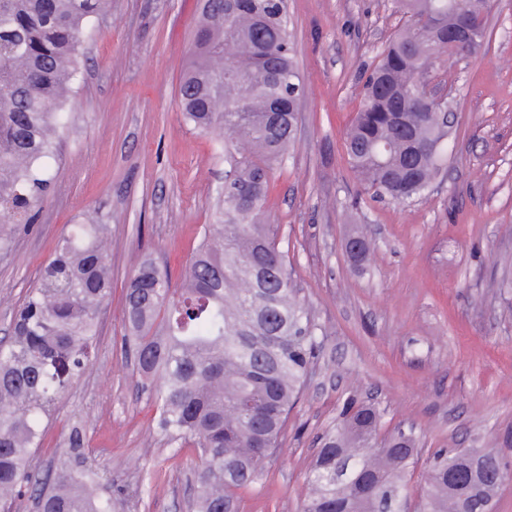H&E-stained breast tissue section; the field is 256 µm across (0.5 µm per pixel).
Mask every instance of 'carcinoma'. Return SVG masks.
Returning a JSON list of instances; mask_svg holds the SVG:
<instances>
[{"label":"carcinoma","mask_w":512,"mask_h":512,"mask_svg":"<svg viewBox=\"0 0 512 512\" xmlns=\"http://www.w3.org/2000/svg\"><path fill=\"white\" fill-rule=\"evenodd\" d=\"M482 21L489 0H457ZM111 0H0V253L10 250L47 195L48 161L79 72L90 18ZM405 18L366 71L347 154L364 193L405 204L422 197L444 165L448 127L425 97L428 67L460 22L448 0H398ZM186 120L224 136V193L182 284L172 287L149 256L125 290L124 336L157 403L168 443L197 449L196 512H235L234 491L257 483L316 358V325L297 297L278 224L265 218L269 180L295 139L301 77L294 61L288 0H208L179 88ZM109 224H73L36 285L13 311L0 341V505L36 493L39 512H122L126 495L105 494V476L74 425L55 470L32 466L43 421L90 360L99 309L112 288ZM372 404L349 402L320 439L306 475L302 512H491L512 466L493 448L439 451L416 489L407 476L418 438L382 436ZM468 479L448 485V472Z\"/></svg>","instance_id":"1"}]
</instances>
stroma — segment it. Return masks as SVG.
Segmentation results:
<instances>
[{"mask_svg":"<svg viewBox=\"0 0 512 512\" xmlns=\"http://www.w3.org/2000/svg\"><path fill=\"white\" fill-rule=\"evenodd\" d=\"M200 0H112L83 36L71 119L36 224L0 254V335L68 225L108 224L112 292L87 370L61 396L34 453L55 468L71 426L91 464L131 497L127 512H194L200 460L173 451L156 404L137 392L122 344L124 291L141 251L179 284L224 182V141L184 121L179 85ZM304 86L296 139L271 182L300 297L320 342L263 476L237 512H301L318 439L348 400L371 402L383 432L414 431L422 475L441 448H493L512 464V0H493L476 53L432 64L456 123L431 190L407 205L363 196L345 134L360 72L404 19L393 0H288ZM371 239L354 266L342 244Z\"/></svg>","mask_w":512,"mask_h":512,"instance_id":"obj_1","label":"stroma"}]
</instances>
